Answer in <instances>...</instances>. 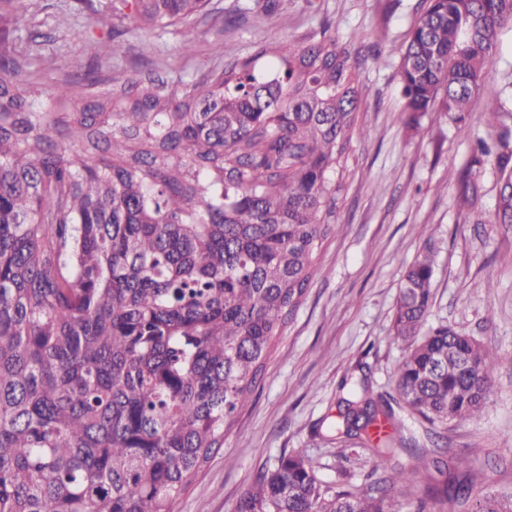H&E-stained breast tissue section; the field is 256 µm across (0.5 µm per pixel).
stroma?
<instances>
[{"label":"stroma","mask_w":512,"mask_h":512,"mask_svg":"<svg viewBox=\"0 0 512 512\" xmlns=\"http://www.w3.org/2000/svg\"><path fill=\"white\" fill-rule=\"evenodd\" d=\"M421 0H210L189 26L195 51L184 54L177 29H130L127 22L93 25L73 0H33L21 36L42 53L35 87L51 92L77 64L97 59L99 88L156 72L192 80L203 68L249 58L270 42L305 44L330 25L340 43L358 51L370 88L361 115L336 232L328 240L305 304L273 353L261 386L203 475L175 512H235L257 472L294 448L306 449L323 482L364 486L369 451L325 440L324 418L336 411L340 384L368 377L374 393L394 391L407 344L392 330L401 280L434 252L432 304L423 324H441L481 341L500 356L495 385L476 419L445 430L444 452L401 456L417 473L393 489L401 512H415L430 487L442 485L435 460L471 461L476 486L512 493V224H497L499 174L485 163L478 203L460 202V180L477 139L491 127L484 106L459 136L445 113L410 127L401 97L400 49ZM488 77L501 91L512 128V32L502 36ZM428 225L431 237L418 234Z\"/></svg>","instance_id":"1"}]
</instances>
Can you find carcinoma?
Returning <instances> with one entry per match:
<instances>
[{
  "label": "carcinoma",
  "mask_w": 512,
  "mask_h": 512,
  "mask_svg": "<svg viewBox=\"0 0 512 512\" xmlns=\"http://www.w3.org/2000/svg\"><path fill=\"white\" fill-rule=\"evenodd\" d=\"M135 27H183L209 0H110ZM30 0H0V20ZM512 0H423L400 50L410 123L439 109L457 133L479 100ZM366 87L322 27L272 42L190 82L78 69L46 97L27 83L15 30L0 27V512H174L260 385L336 229ZM462 176L477 201L482 157L501 176L495 219L512 223V130ZM433 259L406 271L393 329L408 342L396 396L368 378L339 397L327 438L372 444L360 490L322 482L305 450L259 470L235 512H397L414 479L392 461L415 438L389 431L398 405L446 428L479 415L497 356L446 325L421 327ZM476 512L512 495L466 474L444 491Z\"/></svg>",
  "instance_id": "cac0c4a2"
}]
</instances>
